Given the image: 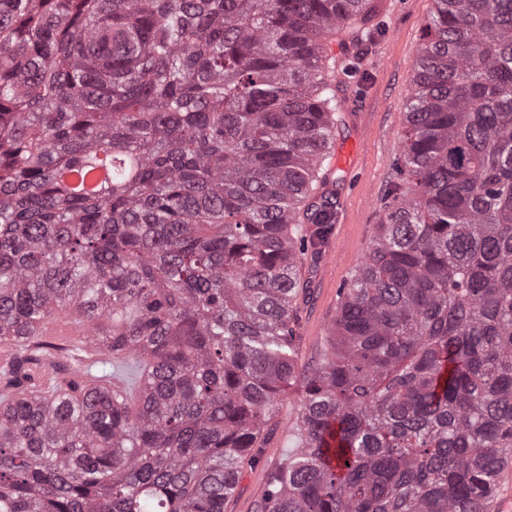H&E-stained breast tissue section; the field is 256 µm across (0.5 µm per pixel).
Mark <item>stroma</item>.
<instances>
[{
    "mask_svg": "<svg viewBox=\"0 0 512 512\" xmlns=\"http://www.w3.org/2000/svg\"><path fill=\"white\" fill-rule=\"evenodd\" d=\"M383 40L363 48L359 75L340 89L347 110L338 112L336 144L351 153V169H328L327 187L337 193V218L328 246L335 265L323 257L306 259L300 276L308 292L297 305L296 336L304 364H315L336 316L338 290L376 233L380 214L396 181L393 161L403 146L404 112L413 89L416 53L433 0H381ZM297 394L286 396L267 433L263 457L244 469L237 492L224 512H259L268 472L281 463L291 445Z\"/></svg>",
    "mask_w": 512,
    "mask_h": 512,
    "instance_id": "obj_1",
    "label": "stroma"
}]
</instances>
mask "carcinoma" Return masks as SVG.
<instances>
[{
    "label": "carcinoma",
    "mask_w": 512,
    "mask_h": 512,
    "mask_svg": "<svg viewBox=\"0 0 512 512\" xmlns=\"http://www.w3.org/2000/svg\"><path fill=\"white\" fill-rule=\"evenodd\" d=\"M378 0H0V512H494L512 459V0H434L403 151L319 362L299 266ZM110 371L34 383L57 313ZM298 395L286 396L279 405L267 433L262 460L246 467L233 499L224 504V512H260V504L268 472L281 463L291 446V429L295 421Z\"/></svg>",
    "instance_id": "carcinoma-1"
}]
</instances>
